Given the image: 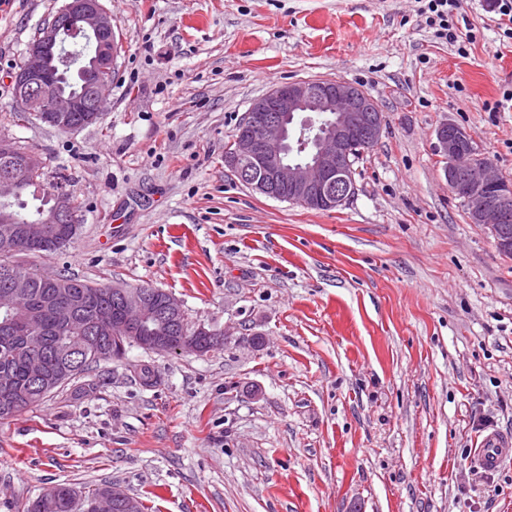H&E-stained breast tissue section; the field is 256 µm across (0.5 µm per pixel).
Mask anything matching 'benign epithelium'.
<instances>
[{"mask_svg":"<svg viewBox=\"0 0 512 512\" xmlns=\"http://www.w3.org/2000/svg\"><path fill=\"white\" fill-rule=\"evenodd\" d=\"M70 33L94 42L91 61L74 64L91 77L89 103L81 95L57 94L54 69L49 61L63 69L71 65L61 53L65 34ZM112 17L101 0H64L55 17L40 28L38 40L26 53L19 70L13 75L15 91L26 103L28 115L63 131L81 128L73 113L86 112L85 123L97 122L112 85L110 73L116 64L113 49ZM321 113L334 118L329 132L315 131L310 122L296 125L302 113ZM385 119L380 108L361 88L345 81L286 83L274 87L267 100L257 102L246 113L241 130L236 133L225 161L237 170L240 180L251 189L269 198L314 209L336 208L352 197L355 191L350 144L355 137L377 141L382 136ZM440 153L448 160L446 177L449 189L459 196L470 222L482 226L493 238L502 255L512 257V185L503 181L493 164L473 148L470 132L454 124H444L437 131ZM0 156L11 161L8 175L0 180V196L9 197L41 174L45 168L42 156L8 137L0 138ZM49 216L27 222L18 232L14 227H0V238L12 242L20 254H41L60 250L72 238L77 219L70 209L66 194L54 197ZM42 224H68L70 233L46 239ZM27 293V279L10 275L6 290L0 295V310L10 312ZM115 304L101 309L98 319L114 328L138 327L158 314L180 319L186 316L183 303L174 294L163 292L162 305L156 306L135 288L115 285ZM68 305L74 311L82 301L70 292H63L47 305L52 322L60 321L59 307ZM140 347L160 352L163 336L116 337ZM185 350L198 353L241 342L231 328L217 330L195 323L192 335L183 338ZM50 355L40 351L32 357L29 379L39 383L48 369ZM19 390L7 376L0 377V408H11ZM139 512L138 503L125 490L114 486L100 495L93 512Z\"/></svg>","mask_w":512,"mask_h":512,"instance_id":"benign-epithelium-1","label":"benign epithelium"}]
</instances>
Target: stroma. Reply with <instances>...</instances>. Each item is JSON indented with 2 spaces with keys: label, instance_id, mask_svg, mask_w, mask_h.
<instances>
[{
  "label": "stroma",
  "instance_id": "35a3bbf8",
  "mask_svg": "<svg viewBox=\"0 0 512 512\" xmlns=\"http://www.w3.org/2000/svg\"><path fill=\"white\" fill-rule=\"evenodd\" d=\"M62 3L0 6V129L80 205L74 239L24 264L172 292L243 340L129 346L0 422V512L65 482L147 512H512V459H473L486 428L512 435V258L449 189L436 137L466 128L512 182V107L486 109L512 85L492 0H462V49L416 0H102L121 49L101 119L14 124L11 77ZM309 79L357 85L388 120L327 212L224 161L256 99Z\"/></svg>",
  "mask_w": 512,
  "mask_h": 512
}]
</instances>
